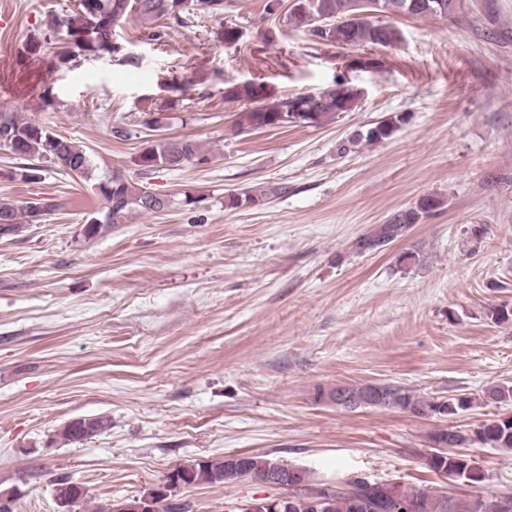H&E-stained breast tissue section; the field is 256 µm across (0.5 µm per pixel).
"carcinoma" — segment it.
Segmentation results:
<instances>
[{"label": "carcinoma", "instance_id": "carcinoma-1", "mask_svg": "<svg viewBox=\"0 0 512 512\" xmlns=\"http://www.w3.org/2000/svg\"><path fill=\"white\" fill-rule=\"evenodd\" d=\"M458 4V0H413L414 7L404 11L408 16L435 17L433 7L437 2ZM355 0H293L286 18L297 28L305 27L313 41L334 43L345 47L363 45L394 46L402 41L401 31L386 24L381 16L390 10L395 0H370V10L375 16L359 14ZM145 25L144 36L150 41L162 42L173 26H195V13L188 0H80L76 12L57 15L50 22L49 32L33 37L24 45L27 56L48 59L56 69L76 65L84 57L115 53L119 50L113 40L115 29L128 21L129 15ZM64 31L68 40L57 46L52 35ZM227 95L244 98L253 106L237 113L238 129L247 132L255 129L284 128L290 124L319 126L342 112L356 107L362 97L359 88L339 81L330 89L318 93H303L292 97L272 98L254 86H235ZM404 122L401 115L386 118L369 128L366 134H357L350 143H368L388 139ZM0 147L8 149L23 163L9 172L8 178L26 183H39L42 173L60 169L67 174L82 177L89 171L90 160L86 151L71 139L37 125L18 112H0ZM196 162H209L201 145L188 138L159 139L146 142L135 163L146 171L174 170ZM104 201L103 215L94 217L85 225V235L92 237L104 227L125 224L135 213H158L169 207L170 200L159 197L143 185H138L119 175H114L98 185ZM264 191L230 192L224 196V208L234 210L262 205ZM443 204L435 196L420 200L416 207L400 211L387 223L376 227L369 234L356 239L353 247L360 253L375 252L403 236L411 224ZM49 205L41 199L19 205L0 198V235L10 236L25 224L38 223L37 216ZM320 400L342 409L355 411L361 408H386L410 413L417 417L451 418L472 408L474 398L468 396L434 399L391 383L375 385L347 384L320 392ZM486 405L512 404V382H500L483 391ZM109 427L104 416L86 418L81 422L69 421L61 427L56 438L64 444L81 443ZM436 448L449 446L453 451L427 458L426 466L449 479L476 488L487 481V475L478 466L468 448L479 444L512 453V417L489 419L474 430L449 427L429 436ZM277 458L252 454L247 466H242L232 455L203 460L187 465L189 486L200 484L231 483L246 477L262 485L271 481L270 463ZM306 470L288 479V494L293 497L291 512H314L310 507L308 490L324 487ZM326 512H398L396 504L413 506L414 512H512V492L459 496L436 495L428 490L371 481L353 476L336 483ZM56 498L64 506L76 507L85 498L83 486L69 476L54 483Z\"/></svg>", "mask_w": 512, "mask_h": 512}]
</instances>
